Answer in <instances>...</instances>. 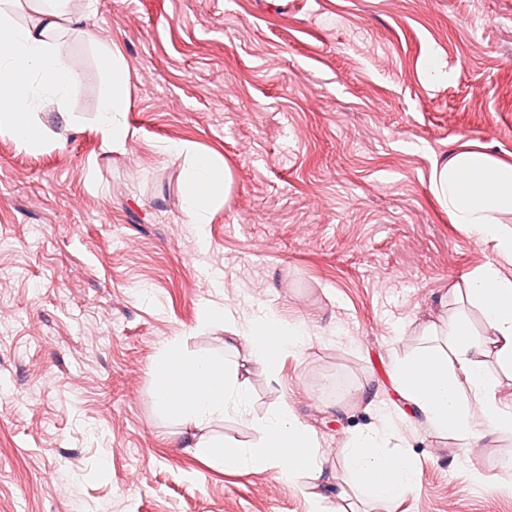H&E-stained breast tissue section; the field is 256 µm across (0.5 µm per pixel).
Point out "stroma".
<instances>
[{
    "mask_svg": "<svg viewBox=\"0 0 512 512\" xmlns=\"http://www.w3.org/2000/svg\"><path fill=\"white\" fill-rule=\"evenodd\" d=\"M85 2L60 39L88 75L66 113H36L39 148L0 133V512H315L320 495L392 512L336 496L341 448L384 422L416 466L410 512H512V434L462 452L392 378L493 259L430 178L473 145L512 163V0ZM99 42L128 72L114 151L95 130ZM173 145L228 171L206 223L182 208ZM262 314L310 333L273 370L248 335ZM176 337L236 370L241 408L194 428L156 405ZM285 406L333 485L209 455L257 445L252 421Z\"/></svg>",
    "mask_w": 512,
    "mask_h": 512,
    "instance_id": "obj_1",
    "label": "stroma"
}]
</instances>
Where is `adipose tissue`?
<instances>
[{
  "label": "adipose tissue",
  "instance_id": "ef3b65f1",
  "mask_svg": "<svg viewBox=\"0 0 512 512\" xmlns=\"http://www.w3.org/2000/svg\"><path fill=\"white\" fill-rule=\"evenodd\" d=\"M69 3L0 0V130L30 147L44 142L34 113L47 106L65 112L72 91L86 79L57 41L70 20ZM28 9L39 14L37 24L17 22V15ZM97 54L98 73L106 84L97 131L107 145L118 149L129 134L123 120L129 109L127 73L121 55L108 46H99ZM225 181L223 167L206 155H197L185 169L183 208L194 223H206ZM431 187L452 222L495 256L464 277V300L479 311L488 333L476 332L463 313L441 325H428L430 335L446 337V349L426 347L397 359L393 380L401 397L436 432L449 435L466 450L480 434H512V394L502 395L485 366L492 354L512 369V275L501 268L502 263L512 264V225L505 221L512 215V163L478 149L464 150L435 167ZM253 331L258 357L271 368L282 352L302 349L310 338L304 324H285L267 315L259 316ZM241 392L236 373L223 362L185 353L176 340L167 344L155 385L159 408L197 426L222 416L229 399ZM252 426L262 439L260 448L236 451L233 463L267 465L288 481L302 473L322 479V471L313 465L316 436L292 411L254 420ZM395 436V427L387 423L357 432L349 439L345 464L366 496L393 503L397 512H409L416 469L408 456L390 449Z\"/></svg>",
  "mask_w": 512,
  "mask_h": 512
}]
</instances>
